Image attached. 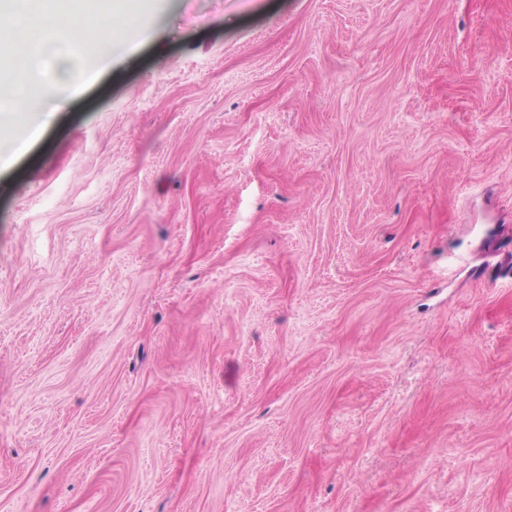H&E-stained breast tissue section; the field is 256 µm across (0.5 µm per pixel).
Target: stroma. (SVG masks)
Segmentation results:
<instances>
[{
	"label": "stroma",
	"instance_id": "35a3bbf8",
	"mask_svg": "<svg viewBox=\"0 0 512 512\" xmlns=\"http://www.w3.org/2000/svg\"><path fill=\"white\" fill-rule=\"evenodd\" d=\"M0 170V512H512V0H140Z\"/></svg>",
	"mask_w": 512,
	"mask_h": 512
}]
</instances>
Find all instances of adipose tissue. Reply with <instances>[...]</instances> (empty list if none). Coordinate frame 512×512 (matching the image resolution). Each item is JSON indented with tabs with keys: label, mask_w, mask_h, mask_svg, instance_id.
I'll return each instance as SVG.
<instances>
[{
	"label": "adipose tissue",
	"mask_w": 512,
	"mask_h": 512,
	"mask_svg": "<svg viewBox=\"0 0 512 512\" xmlns=\"http://www.w3.org/2000/svg\"><path fill=\"white\" fill-rule=\"evenodd\" d=\"M135 0H0V133L25 120L30 138L65 86L45 79L42 58L57 31L90 42L111 62L119 23Z\"/></svg>",
	"instance_id": "adipose-tissue-1"
}]
</instances>
